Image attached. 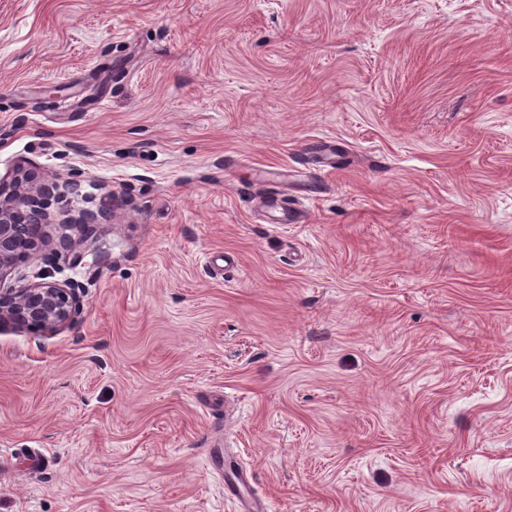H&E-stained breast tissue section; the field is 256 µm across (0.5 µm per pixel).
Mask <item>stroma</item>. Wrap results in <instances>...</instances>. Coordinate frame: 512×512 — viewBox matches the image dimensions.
I'll list each match as a JSON object with an SVG mask.
<instances>
[{"instance_id": "stroma-1", "label": "stroma", "mask_w": 512, "mask_h": 512, "mask_svg": "<svg viewBox=\"0 0 512 512\" xmlns=\"http://www.w3.org/2000/svg\"><path fill=\"white\" fill-rule=\"evenodd\" d=\"M21 166L0 512H512V0H0ZM29 189L34 193L29 200V205L43 224L44 221H48L50 218V214L47 212L49 201L55 197V191L58 190V187L56 185L40 184L31 186ZM80 310L76 288L44 281L15 288L0 289V327L10 325L52 334L70 324Z\"/></svg>"}]
</instances>
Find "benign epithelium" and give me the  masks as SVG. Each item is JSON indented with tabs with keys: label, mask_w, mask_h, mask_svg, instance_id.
<instances>
[{
	"label": "benign epithelium",
	"mask_w": 512,
	"mask_h": 512,
	"mask_svg": "<svg viewBox=\"0 0 512 512\" xmlns=\"http://www.w3.org/2000/svg\"><path fill=\"white\" fill-rule=\"evenodd\" d=\"M31 190V210L44 222L50 218L47 212L49 201L55 197L58 187L40 184L31 187ZM106 218L108 214L101 209H84L70 223L85 232ZM45 245L46 241L40 236L28 238L22 234L18 211L0 198V279L14 268L19 251L27 254ZM79 310L80 300L76 289L56 282H39L10 292L0 289V327L10 325L43 335L52 334L70 324Z\"/></svg>",
	"instance_id": "7a95c632"
}]
</instances>
